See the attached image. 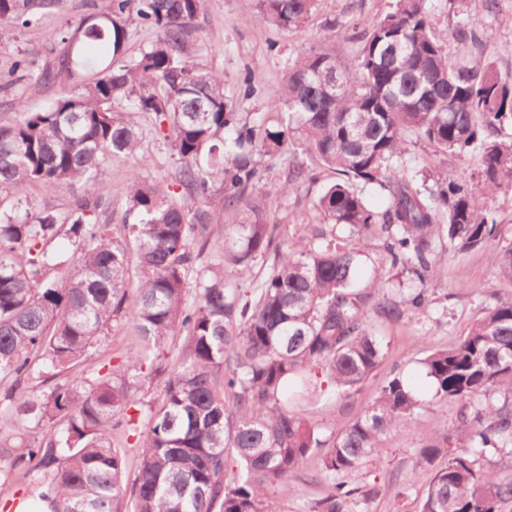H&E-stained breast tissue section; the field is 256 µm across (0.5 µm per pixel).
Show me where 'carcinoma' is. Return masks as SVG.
<instances>
[{"label": "carcinoma", "instance_id": "carcinoma-1", "mask_svg": "<svg viewBox=\"0 0 512 512\" xmlns=\"http://www.w3.org/2000/svg\"><path fill=\"white\" fill-rule=\"evenodd\" d=\"M316 0H260V20L286 31L306 27ZM427 0H396L372 21L356 56L327 47L331 30L285 65L277 115L234 111L219 72L187 51L205 0H112L96 25L64 35L57 64L33 74L87 82L40 112L0 120V188L36 183L48 191L91 184L114 154L135 155L152 116L155 132L182 161L175 197L139 171L118 192L124 235L94 219L102 197L79 198L65 214L0 213V481L28 478L37 512H279L277 489L322 452L330 492L306 512H365L374 490L336 476L377 453L380 435L413 427L426 402L399 375L385 379L372 405L321 438L305 409L326 393L362 385L384 356L364 298L353 288L365 252L383 234L384 261L410 270L420 287L401 295L416 313L439 239L458 251L495 244L487 206L512 193V77L480 62L482 20L466 14L439 33ZM52 0H0V26L48 8ZM160 39L125 57L126 14ZM415 135L439 159L478 160L477 176H450L429 187L401 168ZM340 178L317 208L344 230L290 245L267 204L247 195L296 147ZM220 183L223 264L252 279L249 290L224 283V269L196 270L212 231L206 209ZM377 183L387 209H369L356 184ZM65 234L75 249L48 250ZM266 273L252 278L256 265ZM135 302L127 304L128 293ZM194 300H189V292ZM132 322L141 345L125 368L91 366L112 321ZM182 337L177 369H162L172 336ZM86 366L74 383L63 374ZM422 365L434 397L465 401L459 425H437L416 449L433 471L419 512H501L512 502V473L489 478L480 462L512 457V290L494 297L453 346ZM158 408L140 394L158 376ZM142 416L138 430L129 410ZM23 420L40 429L19 433ZM140 431V468L129 482L112 432Z\"/></svg>", "mask_w": 512, "mask_h": 512}]
</instances>
